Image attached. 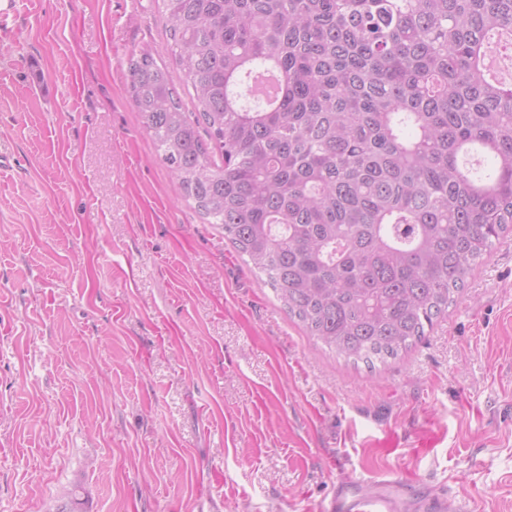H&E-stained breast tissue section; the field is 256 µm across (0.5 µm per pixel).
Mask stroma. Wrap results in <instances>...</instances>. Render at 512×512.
Returning <instances> with one entry per match:
<instances>
[{
	"label": "stroma",
	"instance_id": "stroma-1",
	"mask_svg": "<svg viewBox=\"0 0 512 512\" xmlns=\"http://www.w3.org/2000/svg\"><path fill=\"white\" fill-rule=\"evenodd\" d=\"M133 1L0 22V512L77 483L87 512H315L379 474L401 512L449 491L512 512V234L411 350L337 356L158 158L127 61L170 64L169 21Z\"/></svg>",
	"mask_w": 512,
	"mask_h": 512
}]
</instances>
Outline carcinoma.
Instances as JSON below:
<instances>
[{"mask_svg":"<svg viewBox=\"0 0 512 512\" xmlns=\"http://www.w3.org/2000/svg\"><path fill=\"white\" fill-rule=\"evenodd\" d=\"M160 2L198 111L149 49L128 91L184 196L336 355L424 339L512 224V0Z\"/></svg>","mask_w":512,"mask_h":512,"instance_id":"1","label":"carcinoma"}]
</instances>
